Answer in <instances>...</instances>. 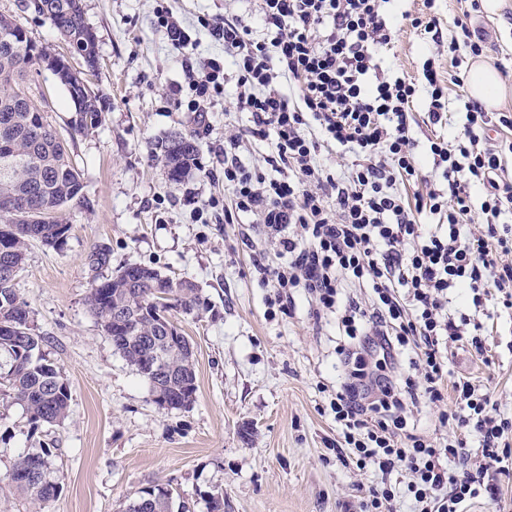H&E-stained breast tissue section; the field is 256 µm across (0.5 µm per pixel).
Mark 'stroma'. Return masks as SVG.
I'll return each instance as SVG.
<instances>
[{
  "instance_id": "1",
  "label": "stroma",
  "mask_w": 512,
  "mask_h": 512,
  "mask_svg": "<svg viewBox=\"0 0 512 512\" xmlns=\"http://www.w3.org/2000/svg\"><path fill=\"white\" fill-rule=\"evenodd\" d=\"M197 45L175 54L153 24L155 0H83L85 20L97 36L98 67L91 88L100 122L70 135L74 107L51 72L33 67L35 104L66 137L86 182L88 205L67 212L63 246L31 242L16 288L28 303L42 350L61 367L70 386L63 423L32 429L20 406L0 403V512H120L149 485H169L194 512H206L201 491L224 492V512H346L361 474L336 457V424L327 389L338 377L336 324L313 323L306 302L294 316L266 314V291L252 274L253 253L243 227L199 217L194 204L223 196L225 127L246 125L232 99L208 114L210 135L198 139L202 170L172 183L152 145L173 132L190 133L195 117L168 92L184 82L185 65L224 52L197 24L203 15L253 13V0H167ZM423 0H388L393 36L378 63L384 74L417 85L412 112L416 153H424L428 93L423 71L447 77L468 72L467 49L448 54L458 20L484 38L482 61L512 88V0L491 13L464 16L459 0H435L433 32L413 27ZM39 47L58 54L65 45L31 0H0ZM108 247L113 266L143 264L162 275L193 282L201 305L175 321L195 355L196 398L187 409L159 407L147 381L116 352L86 304L97 271L88 263L96 246ZM491 364L464 352L451 357L452 375L486 384L512 417V313L498 311L487 338ZM54 449L52 476L62 489L36 504L18 495L8 473L25 450Z\"/></svg>"
}]
</instances>
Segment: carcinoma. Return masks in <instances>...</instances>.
I'll use <instances>...</instances> for the list:
<instances>
[{"instance_id": "cac0c4a2", "label": "carcinoma", "mask_w": 512, "mask_h": 512, "mask_svg": "<svg viewBox=\"0 0 512 512\" xmlns=\"http://www.w3.org/2000/svg\"><path fill=\"white\" fill-rule=\"evenodd\" d=\"M34 11L47 17L63 37L72 38L74 53L86 66L95 68L96 34L86 23L82 0H33ZM22 25L0 15V199L9 198L20 208L0 210V265L24 264L30 242L62 244L70 231L63 211L87 203L82 172L72 163L67 143L47 122L44 112L31 99L30 72L51 55L36 44L22 40ZM74 105L71 129L84 131L99 121L96 96L81 72L64 58L53 70ZM169 179L178 184L195 168L198 148L193 136L175 132L155 144ZM50 210L51 221L37 219L35 210ZM160 274L141 264L120 267L96 281L86 303L114 348L151 387L152 395L164 398L173 409L190 407L197 386L194 363L187 346L173 345L161 337L150 304L153 282ZM172 307L190 314L200 304L192 284L169 280ZM120 303L136 315L130 331L112 323V305ZM0 325L12 331L0 334V401L17 404L26 412L33 429L57 423L70 408L71 394L61 368L42 353V337L32 329L30 309L15 288V279L0 274ZM54 449L23 451L14 460L8 478L15 491L32 501H47L59 491L50 477ZM207 512H224V491L201 494ZM124 512H190L185 502L169 498L168 487L153 484L143 488Z\"/></svg>"}]
</instances>
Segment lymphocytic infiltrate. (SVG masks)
I'll return each mask as SVG.
<instances>
[{"label": "lymphocytic infiltrate", "instance_id": "1", "mask_svg": "<svg viewBox=\"0 0 512 512\" xmlns=\"http://www.w3.org/2000/svg\"><path fill=\"white\" fill-rule=\"evenodd\" d=\"M383 0H258L257 20L201 18L224 43L223 56L188 73L187 111L205 123L212 103L233 86L247 123L224 138V221L263 235L273 259L253 263L266 288L268 316L305 297L314 317L333 314L336 352L346 370L329 407L336 455L382 481L362 489L359 512H463L469 500H496L488 472L512 475V420L468 376L451 377L448 353L487 357L495 297L512 309V114L469 106L460 136L427 140L437 183L407 193L419 179L414 152L412 79L373 78L392 40ZM503 136L488 141L489 127ZM270 141L263 165L240 151ZM350 157L346 168L328 152ZM482 190L473 197L472 187ZM481 211L482 223L471 221ZM434 216L431 224L424 215ZM435 407L445 437L414 433L419 400ZM403 471L404 487L388 481Z\"/></svg>", "mask_w": 512, "mask_h": 512}]
</instances>
